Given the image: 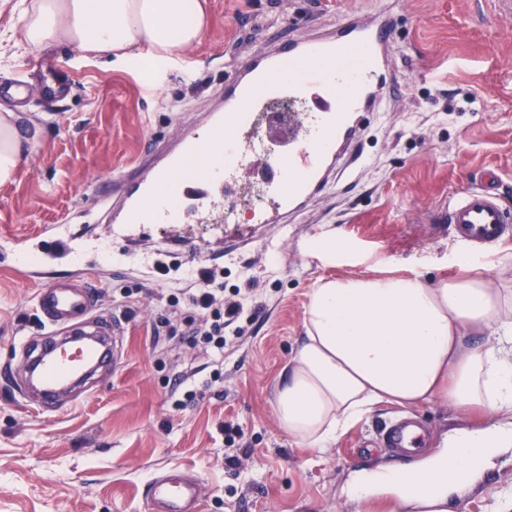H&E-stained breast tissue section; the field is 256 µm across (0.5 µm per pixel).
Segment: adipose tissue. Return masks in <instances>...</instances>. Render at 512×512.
Wrapping results in <instances>:
<instances>
[{
    "instance_id": "obj_1",
    "label": "adipose tissue",
    "mask_w": 512,
    "mask_h": 512,
    "mask_svg": "<svg viewBox=\"0 0 512 512\" xmlns=\"http://www.w3.org/2000/svg\"><path fill=\"white\" fill-rule=\"evenodd\" d=\"M15 9L28 49L71 46L120 61L132 54L155 67L208 32L201 0H18ZM13 117L0 114V184L14 179L28 145ZM460 268L434 284L416 276L323 280L308 295L305 334L274 396L289 436L325 446L384 402L442 398L483 417L449 435L428 459L423 485L397 486L376 473L369 485L353 484L358 503L389 492L401 512H449L476 464L512 450V287L468 263Z\"/></svg>"
}]
</instances>
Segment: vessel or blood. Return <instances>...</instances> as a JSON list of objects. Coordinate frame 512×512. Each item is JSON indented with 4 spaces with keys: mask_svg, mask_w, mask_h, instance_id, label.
I'll return each instance as SVG.
<instances>
[{
    "mask_svg": "<svg viewBox=\"0 0 512 512\" xmlns=\"http://www.w3.org/2000/svg\"><path fill=\"white\" fill-rule=\"evenodd\" d=\"M391 18L388 11L353 17L331 35L294 39L252 57L224 84V107L210 118L211 141L204 145L185 138L178 152L143 171L114 209L113 223L179 224L204 203L207 220L236 223L235 209L224 201L226 190L250 175L263 180L268 197L266 207L255 211L254 223L277 224L302 209L355 146L367 113L395 94ZM70 88L53 65L38 93L61 97ZM312 94L320 101L317 110L288 116L292 148L271 153L255 134L259 114L281 100ZM444 216L454 240L471 253H493L512 241V207L497 185L455 192ZM98 297V285L73 275L57 277L36 293L35 309L50 335L28 351L30 365L38 369L33 386L41 394V413H55L57 396L90 376L109 357L110 336L122 333L117 322L92 318ZM383 440L404 455L424 447L426 435L412 419L397 417ZM147 500L151 512H197L198 483L170 470L153 479Z\"/></svg>",
    "mask_w": 512,
    "mask_h": 512,
    "instance_id": "vessel-or-blood-1",
    "label": "vessel or blood"
}]
</instances>
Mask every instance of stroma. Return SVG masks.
Here are the masks:
<instances>
[{"mask_svg":"<svg viewBox=\"0 0 512 512\" xmlns=\"http://www.w3.org/2000/svg\"><path fill=\"white\" fill-rule=\"evenodd\" d=\"M15 2L0 0V80L50 60L71 66L73 89L11 107L32 145L0 184V512H148V482L173 468L197 479L198 512H360L357 473L398 464L364 445L385 422L410 412L434 449L473 424L442 399L382 403L318 448L280 428L273 393L319 280L455 276L465 250L442 206L489 167L512 192V17L498 0H400L395 98L365 121L360 160L285 225L144 227L112 221L125 184L208 131L236 67L388 0H207V35L152 83L130 61L26 50ZM204 271L246 311L220 353L184 334L182 299ZM74 274L101 281L95 314L124 334L115 369L47 415L22 402L23 344L46 333L36 291ZM453 512H512V451L478 469Z\"/></svg>","mask_w":512,"mask_h":512,"instance_id":"stroma-1","label":"stroma"}]
</instances>
